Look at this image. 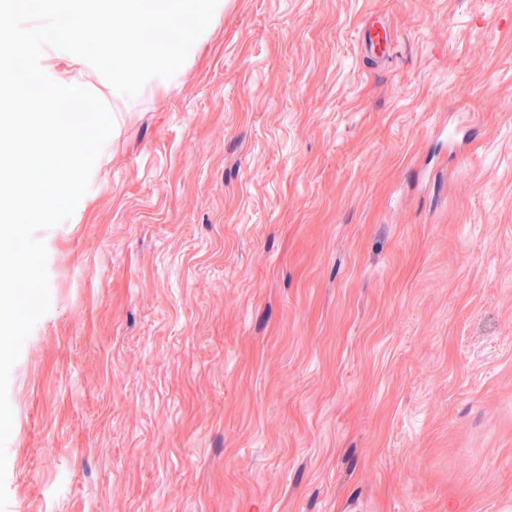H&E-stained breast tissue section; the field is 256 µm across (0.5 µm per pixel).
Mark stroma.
<instances>
[{"label":"stroma","mask_w":512,"mask_h":512,"mask_svg":"<svg viewBox=\"0 0 512 512\" xmlns=\"http://www.w3.org/2000/svg\"><path fill=\"white\" fill-rule=\"evenodd\" d=\"M39 64L113 131L34 234L6 512H512V0H219L133 97ZM360 39L367 54L378 61H387L392 43L391 28L381 16L365 19L359 29Z\"/></svg>","instance_id":"35a3bbf8"}]
</instances>
